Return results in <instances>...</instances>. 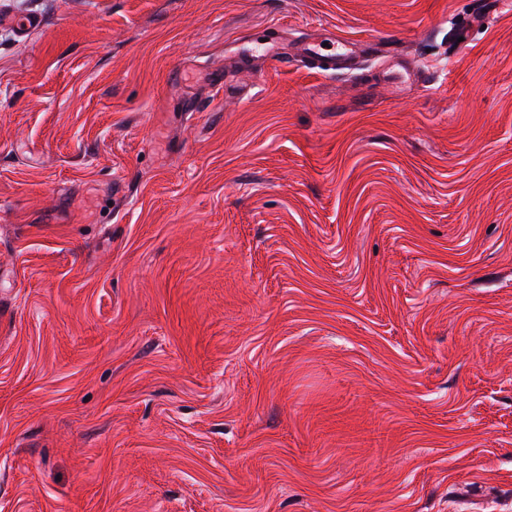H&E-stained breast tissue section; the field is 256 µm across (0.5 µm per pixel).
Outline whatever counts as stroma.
Listing matches in <instances>:
<instances>
[{
  "label": "stroma",
  "mask_w": 512,
  "mask_h": 512,
  "mask_svg": "<svg viewBox=\"0 0 512 512\" xmlns=\"http://www.w3.org/2000/svg\"><path fill=\"white\" fill-rule=\"evenodd\" d=\"M31 14L0 512H512V0H0ZM316 33L354 69L272 67Z\"/></svg>",
  "instance_id": "1"
}]
</instances>
